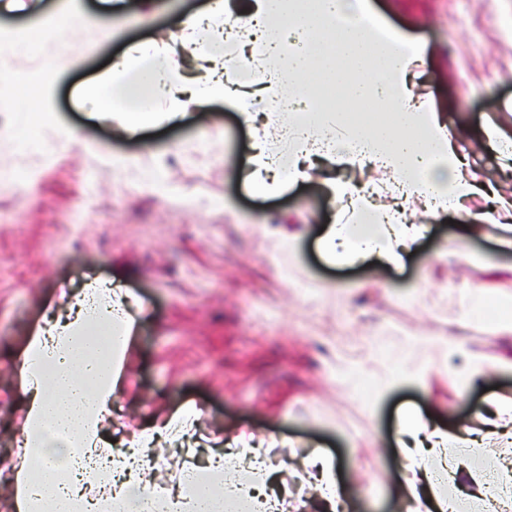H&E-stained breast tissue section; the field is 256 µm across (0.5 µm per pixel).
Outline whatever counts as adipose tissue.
Listing matches in <instances>:
<instances>
[{
    "label": "adipose tissue",
    "mask_w": 512,
    "mask_h": 512,
    "mask_svg": "<svg viewBox=\"0 0 512 512\" xmlns=\"http://www.w3.org/2000/svg\"><path fill=\"white\" fill-rule=\"evenodd\" d=\"M254 3L252 20L261 35L250 40L249 57L262 63L261 94L270 101L294 94L313 102L321 87L333 85L345 89L357 110L296 113L286 163L268 148L265 136H256L250 186L258 194L277 195L287 183L307 178L306 164L314 156L352 167L381 166L392 175L385 191L393 205L379 207L373 188L329 179L331 197L349 206L358 219L336 216L323 226L321 241L339 261L374 257L399 263L429 230L428 225L405 222L406 204L419 200L435 213L458 208L480 190L465 175L466 164L442 114L414 100L409 79L419 48L375 16L367 0ZM226 13L224 0H210L202 12L180 21L176 40L223 45ZM130 73L137 79L127 93L139 103L137 113L124 115L123 125L131 132L141 126L139 113L155 100L164 102L165 118L174 119L189 108L236 101L249 92L247 85L225 80L221 59H212L205 73L190 77L170 69L164 50L151 42L133 46L112 66L113 80ZM136 303V296L121 286L95 280L31 333L18 362L27 396L23 451L13 469V512H104L114 499L127 503L129 512H224L233 501L262 512H286V501L267 492L264 478L239 480L243 471L264 477L271 472L262 450L243 436L212 455L207 466L187 470L177 485L151 481L158 463L151 450L160 440L186 439L187 455L195 454L194 443L187 440L197 418L193 406L178 408L120 445L106 439L122 359L137 327L131 313ZM102 327L110 339L99 346L93 337ZM442 347L465 358L453 374L457 383L468 385L494 371L512 372V358L487 365L467 352L462 340L445 341ZM400 431L412 512H459L458 498L439 495L435 487L457 482L474 438L419 417L402 421ZM34 471L40 474L35 482L30 479Z\"/></svg>",
    "instance_id": "obj_1"
}]
</instances>
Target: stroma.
Returning <instances> with one entry per match:
<instances>
[{
	"label": "stroma",
	"instance_id": "obj_1",
	"mask_svg": "<svg viewBox=\"0 0 512 512\" xmlns=\"http://www.w3.org/2000/svg\"><path fill=\"white\" fill-rule=\"evenodd\" d=\"M205 0H158L145 18L112 25L99 0H20L0 11V29L40 26L69 12L112 29L102 40L72 28L53 55L40 37L6 53L13 78L0 110V512H10L5 464L21 455L23 403L17 363L48 301L91 279L133 292L137 330L124 354L114 423L135 431L184 404L198 417L197 456L207 459L247 430L278 458L276 491L296 493L304 512H324L305 465L333 459L352 512H402L403 467L394 453L400 419L436 415L448 429L481 434L488 402L512 400V373L462 386L460 357L413 347L415 338H462L494 360L512 358V330L461 320L474 289L485 306L512 313V251L468 229L491 209L481 194L458 209L408 217L430 233L399 266L331 260L321 228L339 210L327 177L381 183L388 176L317 163L308 180L263 198L247 184L253 129L229 101L168 123L151 116L131 136L111 110L89 118L77 90L106 73L130 45L155 40L178 70L201 58L175 44L177 21ZM391 26L420 45L412 80L419 103L442 112L467 173L512 200V160L482 140L486 123L512 137V0H370ZM59 75L48 92L53 124L36 129L26 102L48 56Z\"/></svg>",
	"mask_w": 512,
	"mask_h": 512
}]
</instances>
